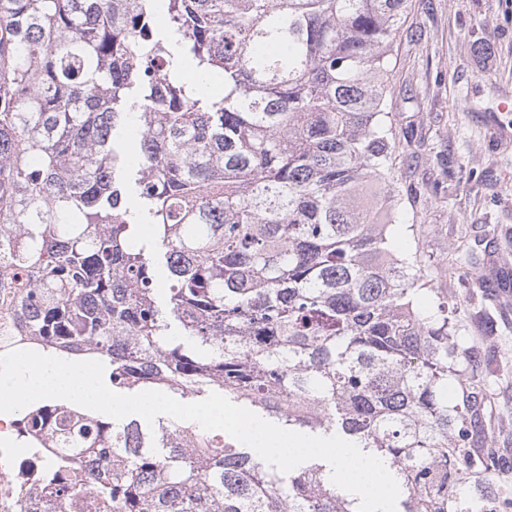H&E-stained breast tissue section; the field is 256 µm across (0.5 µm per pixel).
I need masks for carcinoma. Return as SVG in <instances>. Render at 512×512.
<instances>
[{
    "label": "carcinoma",
    "instance_id": "carcinoma-1",
    "mask_svg": "<svg viewBox=\"0 0 512 512\" xmlns=\"http://www.w3.org/2000/svg\"><path fill=\"white\" fill-rule=\"evenodd\" d=\"M411 5L0 0V309L29 349L102 362L118 393L218 392L356 444L386 460L402 512L477 495L512 512L502 459L473 447L486 377L448 303L417 308L422 257L390 249L391 59ZM186 58L222 97L181 79ZM129 124L137 213L114 146ZM368 183L384 224L356 203ZM86 417L60 434L112 512H357L321 460L282 473L185 421Z\"/></svg>",
    "mask_w": 512,
    "mask_h": 512
}]
</instances>
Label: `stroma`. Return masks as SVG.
<instances>
[{"instance_id":"1","label":"stroma","mask_w":512,"mask_h":512,"mask_svg":"<svg viewBox=\"0 0 512 512\" xmlns=\"http://www.w3.org/2000/svg\"><path fill=\"white\" fill-rule=\"evenodd\" d=\"M397 48L393 245L427 260L420 308L447 298L478 373L497 372L474 445L512 467V0H413Z\"/></svg>"}]
</instances>
